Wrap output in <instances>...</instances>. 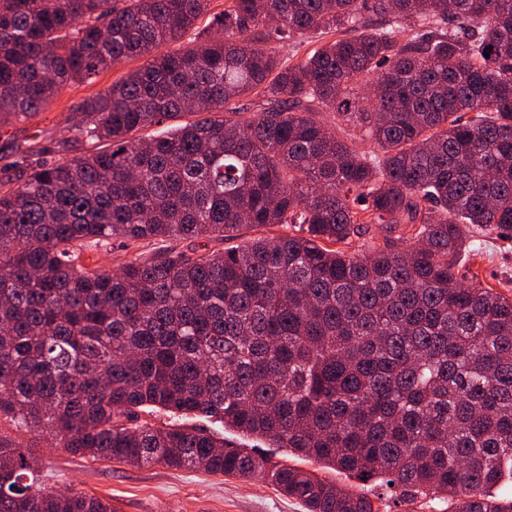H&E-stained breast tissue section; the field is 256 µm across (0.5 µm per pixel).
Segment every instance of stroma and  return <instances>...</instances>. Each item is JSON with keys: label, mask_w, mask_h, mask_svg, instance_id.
<instances>
[{"label": "stroma", "mask_w": 512, "mask_h": 512, "mask_svg": "<svg viewBox=\"0 0 512 512\" xmlns=\"http://www.w3.org/2000/svg\"><path fill=\"white\" fill-rule=\"evenodd\" d=\"M147 57L123 61L100 71L87 81L64 87L40 112L31 117L0 126V176L11 172L18 155H37L40 147L67 138L65 118L78 102L104 93L127 72L147 65ZM477 250L464 268L474 273L484 286L512 296V233L484 231L476 233ZM223 241L197 238L165 242L146 240L133 245L114 240L92 247L84 253V263L92 269L116 272L135 257H149L169 248L200 253L222 249ZM177 426L204 429L225 437L237 448L255 454L273 453L277 462L302 466V459L289 449H269L266 441L225 432L221 424L194 416L180 417ZM40 463L44 484L73 488L111 502L114 512H305L301 503L283 496L269 482L244 481L199 469H171L162 464L131 466L110 460H87L59 448L52 436L38 439L22 435ZM312 471L354 490L371 494L380 512H448L440 500L404 503L390 499L378 482H362L349 475L312 464Z\"/></svg>", "instance_id": "1"}]
</instances>
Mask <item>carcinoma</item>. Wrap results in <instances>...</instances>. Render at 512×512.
Wrapping results in <instances>:
<instances>
[{"label": "carcinoma", "instance_id": "carcinoma-1", "mask_svg": "<svg viewBox=\"0 0 512 512\" xmlns=\"http://www.w3.org/2000/svg\"><path fill=\"white\" fill-rule=\"evenodd\" d=\"M209 6L0 0V122L152 56L78 104L67 142L106 148L22 156L0 191V420L92 460L259 476L306 512H379L202 431L132 425L200 414L401 501L512 512L494 494L512 483V297L459 275L474 230L512 231V0H229L217 35L161 51ZM314 36L296 60L266 47ZM249 94L257 111L225 108ZM274 224L118 273L82 263L89 243ZM371 224L389 235L354 248ZM0 512L112 504L45 486L0 432Z\"/></svg>", "mask_w": 512, "mask_h": 512}]
</instances>
